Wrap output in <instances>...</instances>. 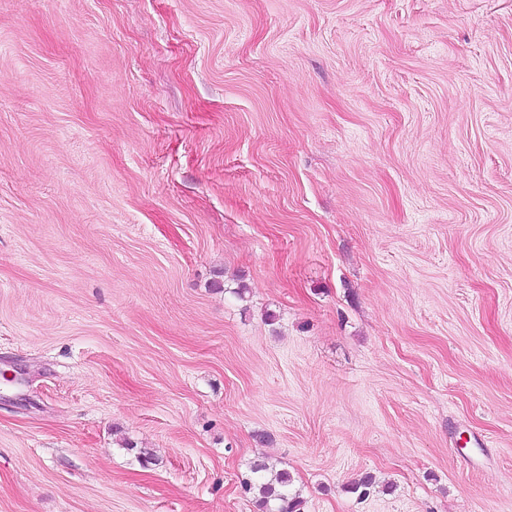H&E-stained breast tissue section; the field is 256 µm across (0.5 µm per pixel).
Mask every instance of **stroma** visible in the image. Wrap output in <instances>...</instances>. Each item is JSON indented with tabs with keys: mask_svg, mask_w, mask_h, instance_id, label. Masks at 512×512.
<instances>
[{
	"mask_svg": "<svg viewBox=\"0 0 512 512\" xmlns=\"http://www.w3.org/2000/svg\"><path fill=\"white\" fill-rule=\"evenodd\" d=\"M263 458L512 512V0H0V512Z\"/></svg>",
	"mask_w": 512,
	"mask_h": 512,
	"instance_id": "35a3bbf8",
	"label": "stroma"
}]
</instances>
